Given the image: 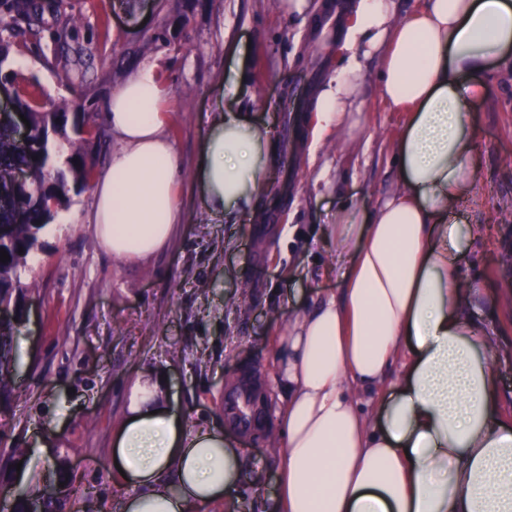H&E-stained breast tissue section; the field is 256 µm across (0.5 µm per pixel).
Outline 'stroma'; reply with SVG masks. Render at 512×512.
Returning <instances> with one entry per match:
<instances>
[{"mask_svg": "<svg viewBox=\"0 0 512 512\" xmlns=\"http://www.w3.org/2000/svg\"><path fill=\"white\" fill-rule=\"evenodd\" d=\"M40 39L10 22L7 67L44 111L95 113L104 123L112 92L143 66L167 84L166 134L181 170L175 190L183 220L169 244L144 260L122 262L99 247L86 222L92 191L71 192L28 260L22 280L29 311L14 350L21 362L0 427V486L28 476L44 490L65 466L74 512H122L127 489L110 469L112 439L132 389L145 372L164 373L172 403L191 426L226 423L224 397L248 376L266 398L262 426L246 447L274 493L277 465L263 439L275 428L286 393L278 362L289 322L339 294L333 252L324 240L343 197L369 218L399 183L394 148L408 115L377 88L380 52L351 60L336 37V6L309 0H54ZM73 37L56 41V16ZM179 30L176 47L155 43L161 22ZM93 44L91 60L76 48ZM353 92L345 128L317 134L314 101L337 80ZM486 87L471 103L483 163L480 193L461 218L491 227L471 243L460 276L480 288L474 313L496 352L506 416L512 417V64L476 75ZM60 93L50 98L45 86ZM250 113L269 125L276 174L259 194L256 216L214 224L204 212L195 170L212 108ZM26 449L22 467L12 451Z\"/></svg>", "mask_w": 512, "mask_h": 512, "instance_id": "stroma-1", "label": "stroma"}]
</instances>
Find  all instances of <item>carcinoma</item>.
<instances>
[{
  "label": "carcinoma",
  "instance_id": "obj_1",
  "mask_svg": "<svg viewBox=\"0 0 512 512\" xmlns=\"http://www.w3.org/2000/svg\"><path fill=\"white\" fill-rule=\"evenodd\" d=\"M49 0H0V12L25 23V32L39 38L44 13L51 9ZM23 112L29 121V142L23 146L17 138L13 113ZM88 139H102L105 129L90 116L84 121L68 125V113L44 112L36 99L27 93L16 92L11 106L0 109V250L10 257L0 262V306L13 311V319L0 322V403L9 401L13 391V335L17 322L24 315L23 301L28 286L22 282L21 272L27 259L41 248V236L57 211L68 201L69 193L88 185L94 160L78 152L69 159L66 169L54 166L52 145L70 135ZM29 170L28 187L16 181V172ZM26 213L24 222L16 220L18 211ZM72 512L71 491H58L32 496L25 490L15 494L13 512Z\"/></svg>",
  "mask_w": 512,
  "mask_h": 512
}]
</instances>
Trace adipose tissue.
Here are the masks:
<instances>
[{"label": "adipose tissue", "instance_id": "ef3b65f1", "mask_svg": "<svg viewBox=\"0 0 512 512\" xmlns=\"http://www.w3.org/2000/svg\"><path fill=\"white\" fill-rule=\"evenodd\" d=\"M348 49L381 50L379 93L408 112L395 155L400 184L368 222L336 211L343 287L298 317L282 349L274 512H512V422L475 291L459 262L481 225L460 223L477 196L480 151L465 78L512 57V0H424L395 21L388 0H358L338 30ZM167 90L142 67L113 91L119 139L93 183L88 218L116 259L147 258L182 215L165 133ZM195 177L207 215L254 213L273 165L266 127L216 106ZM112 462L125 512H199L232 502L251 465L218 426L192 429L163 375L135 384Z\"/></svg>", "mask_w": 512, "mask_h": 512}]
</instances>
